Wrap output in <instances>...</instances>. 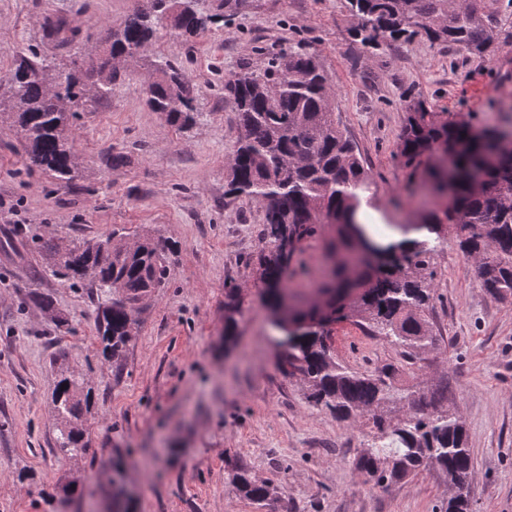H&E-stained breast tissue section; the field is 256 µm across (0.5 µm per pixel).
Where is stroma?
Returning <instances> with one entry per match:
<instances>
[{"instance_id": "obj_1", "label": "stroma", "mask_w": 512, "mask_h": 512, "mask_svg": "<svg viewBox=\"0 0 512 512\" xmlns=\"http://www.w3.org/2000/svg\"><path fill=\"white\" fill-rule=\"evenodd\" d=\"M143 0H0V80L16 51L70 68L96 56L108 27ZM221 22L193 38L171 34L131 62L111 98L81 113L73 183L29 165L14 128L0 124V512H109L112 462L126 464L133 512H442L448 489L430 471L378 488L354 468L361 434L314 407L298 377L275 360L272 329L250 258L260 246L259 205L226 195L224 161L238 135L224 78L259 72L270 54L302 45L335 93L336 117L371 176L368 218L380 235L417 221L414 176L394 156L404 102L415 96L476 125L512 123V39L477 57L422 38L396 50L364 46L347 0H199ZM177 60L195 90L196 123L171 126L144 101L151 58ZM119 164H111L114 154ZM145 229L170 246L168 284L147 303L122 372L98 352L97 293L88 284L35 278L39 239L62 245L112 229ZM428 319L438 347L420 367L355 325L334 332L337 359L360 371L391 364L402 386L444 385L474 458V512H512V299L476 283L452 233L434 255ZM238 288L243 315L232 348L221 339L224 291ZM51 298L46 313L33 293ZM68 317L57 326L54 315ZM93 394L88 450L54 451L52 403L59 352ZM247 469L278 487L258 504L228 483ZM78 493L66 496L69 485Z\"/></svg>"}]
</instances>
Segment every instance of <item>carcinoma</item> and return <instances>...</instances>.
Returning a JSON list of instances; mask_svg holds the SVG:
<instances>
[{"mask_svg":"<svg viewBox=\"0 0 512 512\" xmlns=\"http://www.w3.org/2000/svg\"><path fill=\"white\" fill-rule=\"evenodd\" d=\"M357 19L355 37L373 48L422 37L482 57L500 42L508 16L478 0H348ZM171 0H146L123 24L107 29L110 57L88 67L57 68L35 51H20L0 94L7 114L39 171L70 183L81 166L71 139L73 120L112 96L122 80L119 66L146 56L170 32L193 37L215 23L195 7L170 15ZM155 79L143 93L151 111L186 129L196 122L194 87L167 58L151 62ZM224 97L238 115L239 133L225 159L226 193L260 205L261 247L253 259L255 283L273 326L287 338L278 365L298 375L309 401L336 418L367 429L355 468L364 482L385 488L421 472H440L450 488L444 512H470L472 469L463 423L448 406V387L411 390L397 386V368L357 371L336 359L332 326L353 322L383 336L415 365L436 348L427 315L434 300V247L406 238L381 245L357 220L370 178L361 155L336 121L329 77L317 56L300 46L271 55L260 76L229 75ZM405 122L395 157L420 173L435 207L404 233L452 232L475 263L482 288L496 298L512 296V128L497 132L463 116L435 111L426 100H406ZM324 241L319 279L299 296L289 286L303 267L304 244ZM46 263L36 276L87 281L107 297L96 312L103 358L121 371L138 331L146 298L168 281L169 248L149 232L112 230L94 241L44 246ZM241 294L224 296V345L234 341ZM53 405L56 451L76 460L87 450L84 412L92 391L63 364L61 353ZM112 512H130L124 464H112ZM229 482L256 502L277 499V487L259 483L245 469Z\"/></svg>","mask_w":512,"mask_h":512,"instance_id":"obj_1","label":"carcinoma"}]
</instances>
